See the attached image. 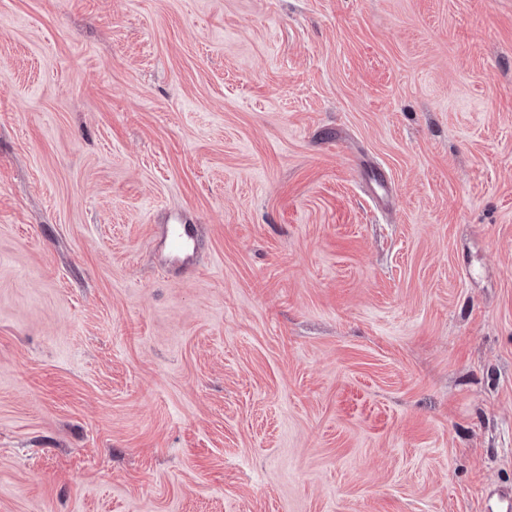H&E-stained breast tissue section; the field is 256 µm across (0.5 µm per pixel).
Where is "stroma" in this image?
<instances>
[{
	"instance_id": "obj_1",
	"label": "stroma",
	"mask_w": 512,
	"mask_h": 512,
	"mask_svg": "<svg viewBox=\"0 0 512 512\" xmlns=\"http://www.w3.org/2000/svg\"><path fill=\"white\" fill-rule=\"evenodd\" d=\"M500 487L512 0H0V512Z\"/></svg>"
}]
</instances>
